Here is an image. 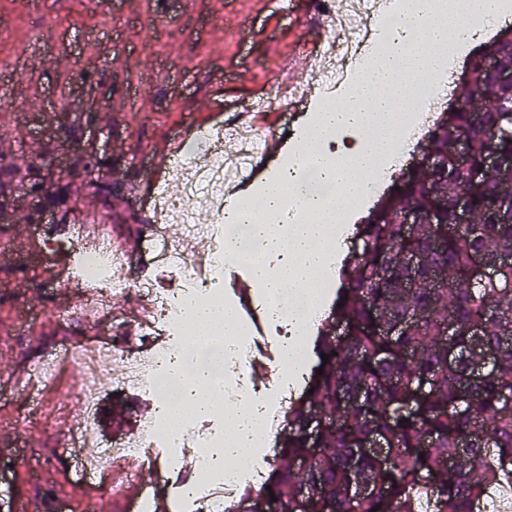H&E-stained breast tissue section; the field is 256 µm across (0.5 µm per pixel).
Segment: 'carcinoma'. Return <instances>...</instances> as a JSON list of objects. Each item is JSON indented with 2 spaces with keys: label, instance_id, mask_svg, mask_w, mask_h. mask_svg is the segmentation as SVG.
Wrapping results in <instances>:
<instances>
[{
  "label": "carcinoma",
  "instance_id": "obj_1",
  "mask_svg": "<svg viewBox=\"0 0 512 512\" xmlns=\"http://www.w3.org/2000/svg\"><path fill=\"white\" fill-rule=\"evenodd\" d=\"M479 49L512 69V32ZM462 95L468 106L440 113L428 132L442 165L399 177L356 227L365 249L336 271L331 316L350 334L318 328L312 352L323 373L288 407L286 463L257 493L288 512L299 503L307 512H419L424 502L430 512H473L488 493L512 488V98L480 66ZM459 138L465 160L448 151ZM491 153L501 167L474 183ZM465 192L477 234L454 224ZM404 211L434 219L446 235L430 239L423 223L406 234L397 223ZM318 417L328 430L310 448ZM373 438L382 447H366ZM298 456L307 457L303 471L292 467Z\"/></svg>",
  "mask_w": 512,
  "mask_h": 512
}]
</instances>
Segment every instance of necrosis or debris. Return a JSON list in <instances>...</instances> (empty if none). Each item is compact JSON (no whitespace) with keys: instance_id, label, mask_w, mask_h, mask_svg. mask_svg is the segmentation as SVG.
Instances as JSON below:
<instances>
[{"instance_id":"necrosis-or-debris-1","label":"necrosis or debris","mask_w":512,"mask_h":512,"mask_svg":"<svg viewBox=\"0 0 512 512\" xmlns=\"http://www.w3.org/2000/svg\"><path fill=\"white\" fill-rule=\"evenodd\" d=\"M385 9L383 0H346L335 29L320 49L313 52L309 61L316 71L315 83L325 95L323 104H334L333 90L340 88L361 61L363 49H379L382 35L371 30H358L359 16H374ZM234 126L214 127L198 142L196 152L201 165L189 166L179 159L174 170L190 169L191 174L183 182L177 195H162L154 206L159 222L152 226L144 238L143 254L146 264L167 272L174 283L169 291L155 288L152 278H144L139 288L151 301L152 318L144 331L145 352L125 359L121 374H113L112 361L117 352L109 346L98 347L95 354H88L81 343L68 348L66 359L77 366L81 377L71 390V397L82 411L81 425H88L98 409V398L105 382L118 388L153 389L155 383L168 369L179 363L183 348L178 336L183 328L182 309L190 301L217 299L224 283V243L230 231L223 223L199 224L195 212L205 207L216 216L224 214V139L233 135ZM171 224L183 225L193 235L206 238L210 250L206 261H199L192 253L173 243L167 235ZM80 273L92 282L113 281V256L108 239H101L93 246H80ZM224 445L223 436H210L204 432L182 433L170 431L165 408H158L154 415L145 418L134 439L101 444L97 455L103 474L127 472L129 463L147 449L191 448L194 449V466L208 474L207 483H198L184 477L180 486L185 499L191 501L195 512H224L237 493L245 476L244 470L232 461L217 462L209 454L210 449Z\"/></svg>"}]
</instances>
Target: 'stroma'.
I'll return each mask as SVG.
<instances>
[{
    "instance_id": "stroma-1",
    "label": "stroma",
    "mask_w": 512,
    "mask_h": 512,
    "mask_svg": "<svg viewBox=\"0 0 512 512\" xmlns=\"http://www.w3.org/2000/svg\"><path fill=\"white\" fill-rule=\"evenodd\" d=\"M319 37L297 0H0V512L85 508L78 450L55 430L77 372L60 367L37 423L20 373L74 341L143 343L139 254L111 317L66 315L87 287L75 224L88 212L120 239L143 237L151 215L138 189L156 143L210 113L228 122L274 100ZM154 404L147 391L104 385L95 436L133 437ZM175 456L153 448L137 464L166 512H191L164 471Z\"/></svg>"
}]
</instances>
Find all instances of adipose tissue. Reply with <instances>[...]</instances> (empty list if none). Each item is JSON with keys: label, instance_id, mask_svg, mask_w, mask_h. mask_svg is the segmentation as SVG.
<instances>
[{"label": "adipose tissue", "instance_id": "adipose-tissue-1", "mask_svg": "<svg viewBox=\"0 0 512 512\" xmlns=\"http://www.w3.org/2000/svg\"><path fill=\"white\" fill-rule=\"evenodd\" d=\"M496 0H451L436 10L429 0H397L383 50L368 54L353 82L341 90V105L318 112L306 137L267 180L259 195H241L224 209V222L238 238L224 248L225 264L247 260L252 282L280 298L276 314L296 317L294 300L323 312L324 278L340 243L336 234L350 207L374 193L381 169L394 158L403 137H419L414 111L423 89L445 95L443 74L461 45L488 30ZM184 316L193 331L188 360L167 380L172 400L168 425L181 430L192 416L223 406L229 422L223 452L243 463L259 460L258 435L269 421L249 406L220 402L221 379L203 356L217 337L240 333L238 311L191 303Z\"/></svg>", "mask_w": 512, "mask_h": 512}]
</instances>
